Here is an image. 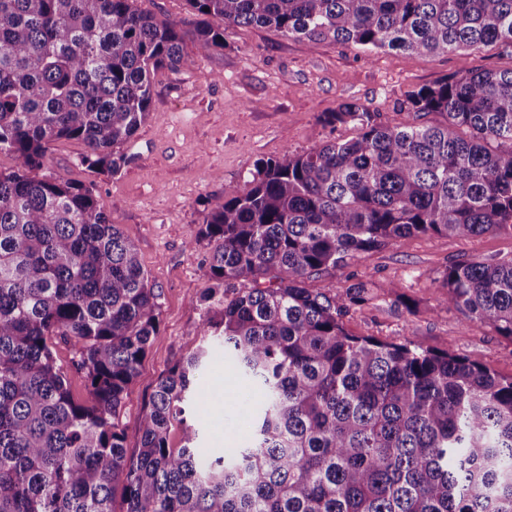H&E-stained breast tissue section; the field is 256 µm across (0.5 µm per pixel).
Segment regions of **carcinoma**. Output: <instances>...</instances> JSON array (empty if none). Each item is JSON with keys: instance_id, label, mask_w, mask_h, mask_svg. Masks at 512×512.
<instances>
[{"instance_id": "cac0c4a2", "label": "carcinoma", "mask_w": 512, "mask_h": 512, "mask_svg": "<svg viewBox=\"0 0 512 512\" xmlns=\"http://www.w3.org/2000/svg\"><path fill=\"white\" fill-rule=\"evenodd\" d=\"M188 3L203 17L190 30L135 0H0V154L15 161L0 169V512H114L118 490L124 512H512V379L349 335L361 282L305 287L403 238L512 229V69L410 95L440 123L392 125L357 103L323 112L359 135L259 159L248 188L224 186L196 237L211 245L204 343L157 380L128 454L120 414L158 294L94 183L37 174L50 145L79 141L82 166L117 175L155 74L183 64L185 39L208 57L236 27L423 54L512 48V0ZM442 287L445 305L512 339V258L460 261ZM216 344L261 393L228 455L185 417L205 410ZM71 370L87 379L81 400Z\"/></svg>"}]
</instances>
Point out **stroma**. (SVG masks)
<instances>
[{
    "instance_id": "obj_1",
    "label": "stroma",
    "mask_w": 512,
    "mask_h": 512,
    "mask_svg": "<svg viewBox=\"0 0 512 512\" xmlns=\"http://www.w3.org/2000/svg\"><path fill=\"white\" fill-rule=\"evenodd\" d=\"M224 41L223 51L209 57L184 41L180 70L156 73L149 117L124 145L129 161L118 175L96 176L80 166L84 147L75 140L55 142L46 167L55 176L95 182L111 222L135 241L159 294V330L121 413L131 450L138 446L157 379L202 343L206 315L197 300L207 285L210 248L196 236L212 205L223 199L225 185L246 187L258 159L356 137L354 124L333 128L319 119L343 103L355 101L382 121L411 125L418 118L404 104L413 91L481 68H512V53L496 45L440 56L370 52L255 27L227 30ZM511 257L508 229L470 237L419 234L312 276L305 285L324 291L365 283V303L343 318L351 335L410 342L511 379L512 339L471 325L464 311L440 302L453 263ZM241 389L240 377L227 364L209 372L212 439H236L244 431L250 410L238 402Z\"/></svg>"
}]
</instances>
